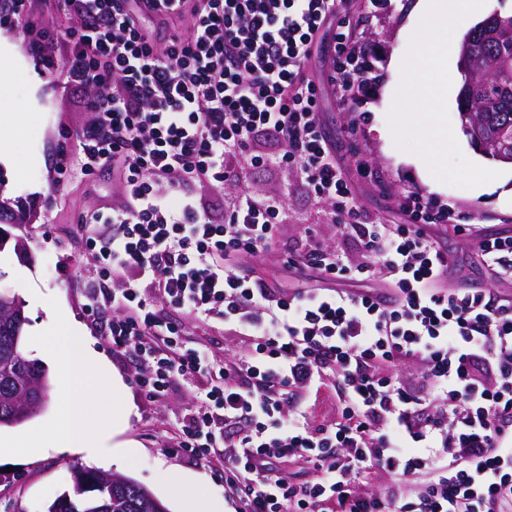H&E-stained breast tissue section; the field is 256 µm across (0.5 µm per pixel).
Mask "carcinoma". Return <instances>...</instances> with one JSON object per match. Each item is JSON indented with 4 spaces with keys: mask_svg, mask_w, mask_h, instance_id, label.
I'll use <instances>...</instances> for the list:
<instances>
[{
    "mask_svg": "<svg viewBox=\"0 0 512 512\" xmlns=\"http://www.w3.org/2000/svg\"><path fill=\"white\" fill-rule=\"evenodd\" d=\"M472 47L501 85L499 91L480 89L487 103V137L498 147L512 150V37L495 40L476 31ZM15 306L20 308L22 304L15 298H0V426L14 424L26 385L33 383L45 394L49 390L45 368L28 359L23 342H13V330L24 327L11 313ZM82 473L84 483L56 498L48 505L47 512H86L90 497L105 501L106 512H168L162 500L131 478L123 483L114 480L115 474L102 470L84 468Z\"/></svg>",
    "mask_w": 512,
    "mask_h": 512,
    "instance_id": "obj_1",
    "label": "carcinoma"
}]
</instances>
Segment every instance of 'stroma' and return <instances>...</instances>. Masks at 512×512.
I'll use <instances>...</instances> for the list:
<instances>
[{
    "label": "stroma",
    "mask_w": 512,
    "mask_h": 512,
    "mask_svg": "<svg viewBox=\"0 0 512 512\" xmlns=\"http://www.w3.org/2000/svg\"><path fill=\"white\" fill-rule=\"evenodd\" d=\"M415 2L337 0L338 17L350 26L351 46L366 51L373 65L372 83L366 91L357 93L353 111H344L325 83L332 60L331 47L325 43L316 48L308 72L323 85L322 127L335 146L336 161L365 214L382 224L403 223L398 202L406 192L453 207L466 223L472 224L473 234L457 235L449 224L433 231L434 242L447 251L453 262L448 287L480 285L512 296V282L499 279L477 249L480 237L512 236V166L503 167L505 185L483 195L445 183L433 192L416 168L407 163L406 151L389 135L388 116L401 79L390 74L387 63L391 57L407 55L414 33L410 16ZM34 3L31 20L21 19L11 27L0 29V36L7 38L12 46L8 60L0 59V77L23 69L28 72L27 78L15 85L13 118L21 124L30 113L36 112L42 124L41 135L24 145L30 165L18 173L0 165V202L22 204L34 216L29 224L0 226L6 235L0 242V254L10 260L9 266L0 269V292L24 301L27 317L24 329L28 332L46 319L42 309L29 305V290L36 288L44 297L55 298L103 355L109 373L122 379L124 402L132 413L114 439L132 446L137 462L133 465L113 462L112 471L149 488L169 512H201L207 503L215 512H232L224 497L221 462L207 465L161 444L163 430L194 405L195 388L177 385L163 403L151 404L131 382L133 365L112 351L103 340L101 326L92 324L88 317L84 290L96 283L97 273L85 249L73 244L71 230L80 216L111 204L113 198L122 194L123 187L108 170L93 176L74 174L61 187L54 182L60 150L76 155L78 133L93 119L92 113L82 108L91 91L68 83L63 43H56L54 63L49 67L28 52L32 28L57 31L71 24L70 19L57 12L55 0H34ZM449 70L453 83L448 94V110L455 138L468 159L492 167V160L471 146L458 120L457 98L464 82L458 52L450 53ZM351 124L356 125L357 132L345 136L344 130ZM362 163L372 169L373 178L360 175L358 166ZM240 185L284 199L278 239L269 251L241 260L244 272L288 292L320 287L314 272L297 273L287 270L283 264L285 256L293 251L308 228L316 230L328 245L357 258L353 245L341 239L325 208L308 196L295 172L251 167L244 170ZM86 465L82 454L52 445L27 455L0 456V512H45L49 502L71 490L75 470Z\"/></svg>",
    "instance_id": "obj_1"
}]
</instances>
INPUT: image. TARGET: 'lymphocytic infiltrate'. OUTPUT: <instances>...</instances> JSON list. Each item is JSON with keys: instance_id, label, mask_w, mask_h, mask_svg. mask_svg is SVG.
Instances as JSON below:
<instances>
[{"instance_id": "f902f5d3", "label": "lymphocytic infiltrate", "mask_w": 512, "mask_h": 512, "mask_svg": "<svg viewBox=\"0 0 512 512\" xmlns=\"http://www.w3.org/2000/svg\"><path fill=\"white\" fill-rule=\"evenodd\" d=\"M58 4L81 19L65 32V67L91 88L94 119L56 182L108 169L124 185L110 211L75 227L99 274L87 310L113 351L137 362L132 382L152 401L177 382L200 384L164 447L219 456L235 512H512V298L441 287L448 255L429 228L471 231L452 209L409 194L404 223L362 217L306 74L326 38L339 104L352 107L369 81L336 0ZM148 15L191 23L159 40ZM265 165L296 170L360 253L350 260L307 233L289 265L317 270L323 287L287 293L237 266L274 244L281 197L240 191L215 221L196 194ZM189 319L234 331L244 353L222 360L186 346ZM329 381L338 415L318 424L302 396ZM287 456L317 478L291 483L276 466ZM383 473L391 484L380 492L371 482Z\"/></svg>"}]
</instances>
